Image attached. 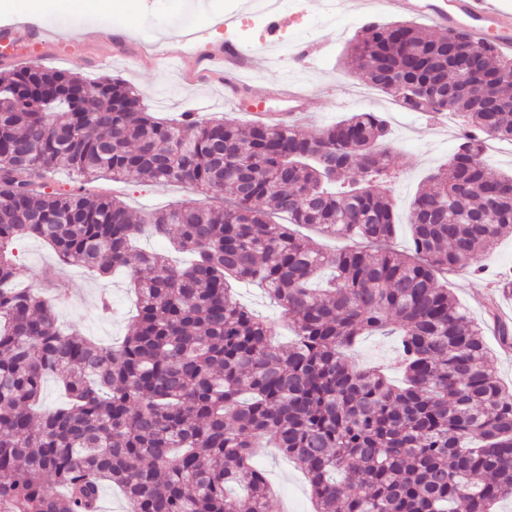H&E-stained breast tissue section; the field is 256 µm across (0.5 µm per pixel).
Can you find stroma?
<instances>
[{"mask_svg":"<svg viewBox=\"0 0 512 512\" xmlns=\"http://www.w3.org/2000/svg\"><path fill=\"white\" fill-rule=\"evenodd\" d=\"M188 0H126L122 11H112L108 0H42L36 18L55 35L76 36L80 27L100 26L111 21L115 30L126 32L134 53L113 55L110 62L93 63L84 49L72 48L70 56L48 61V68L70 71L91 79L100 76L118 77L135 88L147 111L163 119L179 118L191 106H199L203 119L227 116L239 123H251L254 106L273 112L292 110L293 102L272 97L273 86L285 82L295 91L316 97L321 109L300 120L302 131L311 133L351 112H377L391 130L388 144L392 150L389 183L397 206L399 225L394 244L399 251L410 246L407 213L418 187L436 168L453 154L462 133L460 125H447L445 120L420 112L398 110L392 98L371 86L358 73L345 65L346 50L366 22L359 11L358 0H338L333 17H326L321 6L310 0H282L277 17L279 33L260 39L259 27L238 28L223 24L225 0H200L201 11L211 23L194 31L195 42L250 40L251 67L244 79L248 88L245 102L226 97L224 88L214 83H187L178 65L156 63L144 53L143 32L155 30L158 48L174 45L182 36L180 28L170 26V17L182 12ZM329 18L334 35L315 37L314 27L322 18ZM321 39V48L300 59L295 55L298 45ZM99 189L116 195L133 212L154 210L176 203H199L202 195L180 186L159 187L136 181H99ZM24 286L52 296L68 290L59 319L85 335L106 345L119 344L135 312V297L123 274L107 279H94L81 269L59 263L55 254L40 242L30 240L19 249ZM484 274L467 271L446 276L449 292L467 311L474 322L484 328V339L492 354L500 380L512 387V355L501 348L493 326L486 315L489 302L511 303L512 288L491 287L493 275L512 270V236L499 241L491 252L481 258ZM54 266L51 278L43 270ZM273 493L269 512H314L308 485L303 473L277 449L268 448L259 457Z\"/></svg>","mask_w":512,"mask_h":512,"instance_id":"1","label":"stroma"}]
</instances>
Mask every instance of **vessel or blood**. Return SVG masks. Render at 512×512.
<instances>
[{
	"mask_svg": "<svg viewBox=\"0 0 512 512\" xmlns=\"http://www.w3.org/2000/svg\"><path fill=\"white\" fill-rule=\"evenodd\" d=\"M359 4L366 14L386 10L426 18L435 29L462 30L478 44L502 54L512 53V0H359ZM49 36V30L35 24L0 25V53L10 55L25 47L46 50ZM77 40L95 50L103 61L125 47L122 39L105 29L82 30ZM192 59L187 79L220 83L229 90L236 85L237 74L249 69L251 62L229 43L207 46L193 53Z\"/></svg>",
	"mask_w": 512,
	"mask_h": 512,
	"instance_id": "b4317fda",
	"label": "vessel or blood"
}]
</instances>
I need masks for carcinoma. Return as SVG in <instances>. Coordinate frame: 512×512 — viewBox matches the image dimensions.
I'll return each instance as SVG.
<instances>
[{"label":"carcinoma","mask_w":512,"mask_h":512,"mask_svg":"<svg viewBox=\"0 0 512 512\" xmlns=\"http://www.w3.org/2000/svg\"><path fill=\"white\" fill-rule=\"evenodd\" d=\"M347 63L409 112L444 81L467 126L415 194L407 254L392 246L390 131L375 112L306 136L294 124L163 121L119 78L0 74V512H98L107 482L127 512H266L262 439L306 474L316 512H494L512 497V389L441 283L512 233V175L482 158L485 143L512 141V59L405 21L364 26ZM393 75L422 90H390ZM58 167L88 184H182L211 202L136 215L93 187L48 190ZM173 225L188 263L133 247ZM295 225L352 245L327 252ZM28 240L101 279L129 274L138 308L120 345L63 331L55 306L19 287ZM235 281L265 285L290 345L270 344L273 325L236 300ZM385 331L400 386L348 359ZM51 377L67 400L37 413Z\"/></svg>","instance_id":"carcinoma-1"}]
</instances>
